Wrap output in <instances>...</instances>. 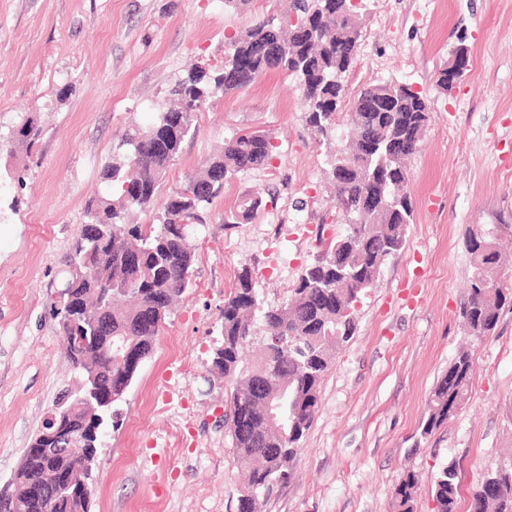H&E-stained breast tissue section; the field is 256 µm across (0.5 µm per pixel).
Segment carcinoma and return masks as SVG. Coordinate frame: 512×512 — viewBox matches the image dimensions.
Listing matches in <instances>:
<instances>
[{"instance_id":"cac0c4a2","label":"carcinoma","mask_w":512,"mask_h":512,"mask_svg":"<svg viewBox=\"0 0 512 512\" xmlns=\"http://www.w3.org/2000/svg\"><path fill=\"white\" fill-rule=\"evenodd\" d=\"M361 0H293L296 21L267 17L229 41L221 70L193 68L171 89L177 105L156 113L112 151L102 178L112 195L88 203L69 276L54 313L70 322L69 335L88 337V346L66 351L75 381L89 372L100 375L99 387L112 390V407L101 419L120 421L117 403L139 366L129 357L107 358L99 339L112 331V342L130 339L133 352L146 359L175 299L192 283L195 252L188 239L211 220L210 206L232 177L270 166L273 137L247 131L224 140V151L188 184L167 194L152 224L136 214L154 208L166 170L179 153L198 112L218 96L241 90L268 71L298 80L306 122L326 139L333 137L337 108L346 96L345 77L354 63L362 32ZM468 67L456 60L441 68L437 84L448 90ZM356 135L349 146L330 155L328 179L335 188L336 208L344 232L324 244L314 262L299 275L289 298L267 306L255 288L252 272L241 269L221 312L222 343L212 366L230 384L224 425L241 473L238 512H259L261 503L290 478V462L318 412L320 389L339 347L355 332L356 305L372 287L384 262L403 248L413 206L404 191L405 160L420 146L429 108L420 92L398 82L363 87L351 103ZM40 117L26 113L18 140L33 144L40 136ZM261 199L245 196L226 224H245L262 208ZM104 232L93 237L94 226ZM487 244L470 227L465 243L472 261L470 290L460 307L468 335L480 339L497 325L505 308L512 310V288H485L475 278L491 281L501 255L499 238L511 224H492ZM95 253L94 275L74 283L72 266L88 251ZM280 337L274 344L270 337ZM474 369L463 350L434 387L430 413L422 433L447 423L466 401ZM295 398L288 435L279 434L266 418V405L282 389ZM78 460L61 448L52 456L32 454L25 478L48 479L71 470ZM418 476L399 484L394 512H414ZM436 512H457L460 485L457 468L443 467L430 477ZM5 503L3 512H43L22 497ZM469 512H512V466L492 470L473 493Z\"/></svg>"}]
</instances>
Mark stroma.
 Here are the masks:
<instances>
[{
	"instance_id": "35a3bbf8",
	"label": "stroma",
	"mask_w": 512,
	"mask_h": 512,
	"mask_svg": "<svg viewBox=\"0 0 512 512\" xmlns=\"http://www.w3.org/2000/svg\"><path fill=\"white\" fill-rule=\"evenodd\" d=\"M348 95L398 80L429 108L407 162L414 221L356 307V331L321 384L319 411L291 477L262 512H392L408 474L415 512H434L429 477L455 465L458 512L488 470L512 458V310L481 340L459 316L471 282L466 229L512 224V0H364ZM291 0H0V500L70 378L53 314L101 169L128 130L148 126L191 66L224 64L231 37ZM470 67L450 91L438 71L458 43ZM68 96H60L62 86ZM40 115L30 146L14 131ZM274 138L269 168L224 184L195 240L193 283L106 429L90 512H237L240 472L224 426L225 384L212 370L220 315L242 266L280 304L322 241L341 234L325 181L328 152L308 128L294 77L270 72L199 112L163 179L184 187L238 131ZM246 195L263 207L228 224ZM475 369L448 424L423 434L429 396L461 348ZM180 447H170L173 435Z\"/></svg>"
}]
</instances>
